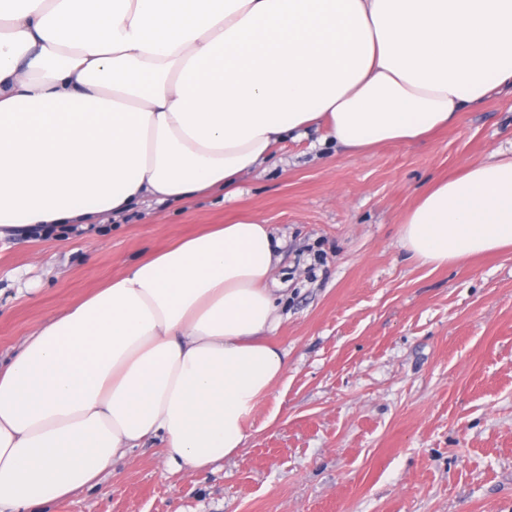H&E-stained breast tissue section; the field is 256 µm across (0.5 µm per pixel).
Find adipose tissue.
<instances>
[{
	"mask_svg": "<svg viewBox=\"0 0 512 512\" xmlns=\"http://www.w3.org/2000/svg\"><path fill=\"white\" fill-rule=\"evenodd\" d=\"M0 239L183 201L320 126L414 142L512 88V0H0ZM401 243L440 267L512 247V155L434 183ZM278 246L244 217L153 251L0 366V512L91 485L159 439L233 457L287 370L264 341Z\"/></svg>",
	"mask_w": 512,
	"mask_h": 512,
	"instance_id": "adipose-tissue-1",
	"label": "adipose tissue"
}]
</instances>
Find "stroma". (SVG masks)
Listing matches in <instances>:
<instances>
[{"label":"stroma","mask_w":512,"mask_h":512,"mask_svg":"<svg viewBox=\"0 0 512 512\" xmlns=\"http://www.w3.org/2000/svg\"><path fill=\"white\" fill-rule=\"evenodd\" d=\"M285 140L233 195L146 200L0 240V361L144 252L249 215L280 242L284 377L232 458L132 448L46 512H512V251L422 264L401 223L435 181L512 147V92L431 138L352 153Z\"/></svg>","instance_id":"obj_1"}]
</instances>
